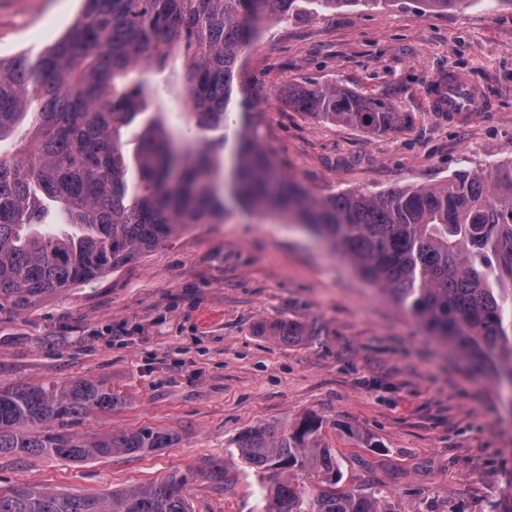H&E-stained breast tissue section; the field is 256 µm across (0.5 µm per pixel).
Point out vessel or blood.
Masks as SVG:
<instances>
[{"instance_id":"obj_1","label":"vessel or blood","mask_w":512,"mask_h":512,"mask_svg":"<svg viewBox=\"0 0 512 512\" xmlns=\"http://www.w3.org/2000/svg\"><path fill=\"white\" fill-rule=\"evenodd\" d=\"M426 96L431 111L447 113L449 120L456 122L493 107L484 88L461 71L432 79Z\"/></svg>"}]
</instances>
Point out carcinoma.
<instances>
[{"label":"carcinoma","instance_id":"obj_1","mask_svg":"<svg viewBox=\"0 0 512 512\" xmlns=\"http://www.w3.org/2000/svg\"><path fill=\"white\" fill-rule=\"evenodd\" d=\"M360 0H83L77 20L31 56L0 58V299L20 301L94 279L195 224L235 210L275 215L339 249L369 284L512 397V161L457 171L431 187L375 196L310 195L262 145L246 99L234 101L242 52L262 19ZM184 60L188 131L179 147L147 74ZM294 104L371 133L409 122L383 100L298 89ZM140 122L134 151L126 131ZM297 342L318 331L260 322ZM121 396L92 379L0 387V457L80 462L167 448L140 428L88 442L64 428ZM322 417L260 425L233 452L262 482L259 512H396L390 492L342 485ZM187 479L111 494L0 486V512H191Z\"/></svg>","mask_w":512,"mask_h":512}]
</instances>
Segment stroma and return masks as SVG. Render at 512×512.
Returning a JSON list of instances; mask_svg holds the SVG:
<instances>
[{
    "label": "stroma",
    "mask_w": 512,
    "mask_h": 512,
    "mask_svg": "<svg viewBox=\"0 0 512 512\" xmlns=\"http://www.w3.org/2000/svg\"><path fill=\"white\" fill-rule=\"evenodd\" d=\"M81 9L82 0H0V56L39 52ZM451 68L486 89L491 111L463 124L429 111L428 82ZM183 73L182 57H170L156 92L185 139ZM243 76L263 144L317 197L428 187L512 159V6L503 0L445 11L373 0L268 20L244 52ZM335 86L389 100L412 121L373 134L287 98L294 87ZM288 319L317 321L323 333L294 344L254 333ZM84 378L123 402L89 413L71 434L95 440L147 426L169 432L172 445L83 463L6 455L1 486L105 497L180 474L194 512H257L259 478L231 454L232 441L308 414L331 421L344 486H381L397 512H488L512 472V411L494 381L344 256L274 216L237 211L90 281L0 303V386Z\"/></svg>",
    "instance_id": "35a3bbf8"
}]
</instances>
